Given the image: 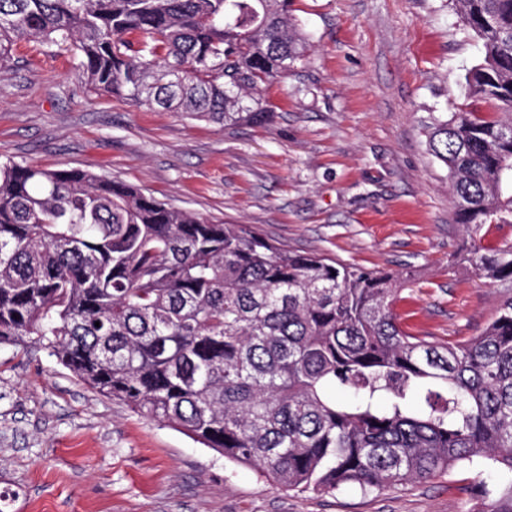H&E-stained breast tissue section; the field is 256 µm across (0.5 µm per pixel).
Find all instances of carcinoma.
Instances as JSON below:
<instances>
[{"label":"carcinoma","mask_w":512,"mask_h":512,"mask_svg":"<svg viewBox=\"0 0 512 512\" xmlns=\"http://www.w3.org/2000/svg\"><path fill=\"white\" fill-rule=\"evenodd\" d=\"M481 42L468 94L436 118L471 236L459 262L512 284V0H455ZM292 0H0L14 45L66 48L85 83L222 127L269 117L265 87L306 52ZM398 278L207 224L91 169L0 162V343L34 336L81 383L285 490L382 492L482 460L512 512V289L485 330L427 341ZM18 318H13V315ZM483 235V244L487 247H498L506 242H512V225L486 224L481 230Z\"/></svg>","instance_id":"cac0c4a2"}]
</instances>
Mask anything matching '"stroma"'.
I'll use <instances>...</instances> for the list:
<instances>
[{
  "label": "stroma",
  "instance_id": "obj_1",
  "mask_svg": "<svg viewBox=\"0 0 512 512\" xmlns=\"http://www.w3.org/2000/svg\"><path fill=\"white\" fill-rule=\"evenodd\" d=\"M307 58L264 93L267 121L222 128L103 93L73 57L32 43L0 63V161L93 169L276 246L405 276L395 311L455 343L491 320L503 283L460 264L470 241L434 118L484 112L482 61L454 0H293ZM486 483L480 498L472 489ZM0 512H492L478 463L384 491H286L79 382L51 349L0 344Z\"/></svg>",
  "mask_w": 512,
  "mask_h": 512
}]
</instances>
